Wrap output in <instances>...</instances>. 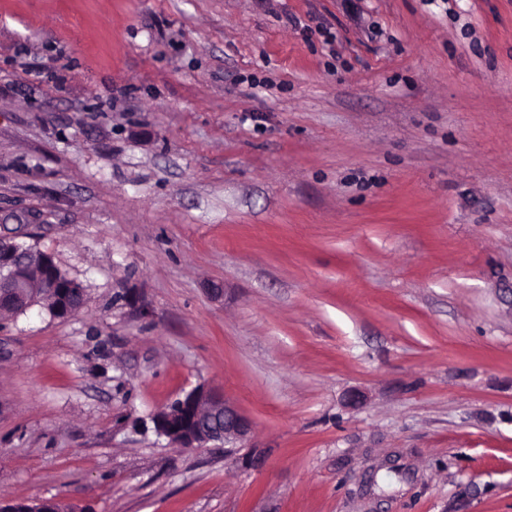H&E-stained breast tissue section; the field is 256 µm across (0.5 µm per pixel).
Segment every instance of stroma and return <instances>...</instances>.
Masks as SVG:
<instances>
[{
  "label": "stroma",
  "mask_w": 512,
  "mask_h": 512,
  "mask_svg": "<svg viewBox=\"0 0 512 512\" xmlns=\"http://www.w3.org/2000/svg\"><path fill=\"white\" fill-rule=\"evenodd\" d=\"M23 224L87 301L0 320V498L512 512V0H0ZM176 409H164L154 417L155 431L180 448H198L209 442L224 443L230 451L251 431L249 420L223 395L211 389H194L176 400ZM237 444H240L237 446Z\"/></svg>",
  "instance_id": "stroma-1"
}]
</instances>
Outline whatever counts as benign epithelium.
<instances>
[{"label": "benign epithelium", "mask_w": 512, "mask_h": 512, "mask_svg": "<svg viewBox=\"0 0 512 512\" xmlns=\"http://www.w3.org/2000/svg\"><path fill=\"white\" fill-rule=\"evenodd\" d=\"M56 292V312L65 319L81 305L72 298H85L84 284L70 276L61 277V269L40 250L24 247L13 236L0 234V298L14 297V290L26 287L31 275ZM176 409H164L154 417L157 434L180 448H198L220 442L237 449L251 431L249 420L223 395L211 389H194L175 401Z\"/></svg>", "instance_id": "7a95c632"}]
</instances>
